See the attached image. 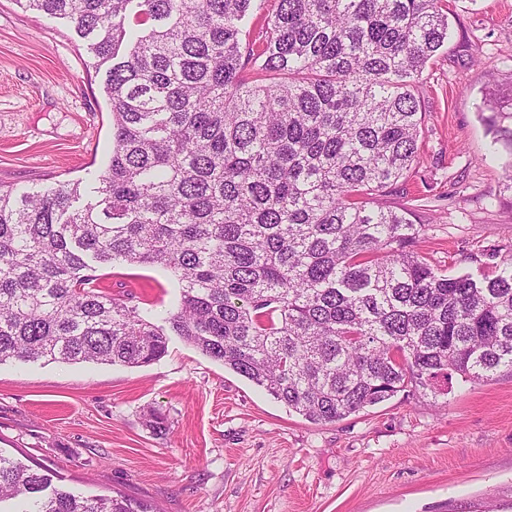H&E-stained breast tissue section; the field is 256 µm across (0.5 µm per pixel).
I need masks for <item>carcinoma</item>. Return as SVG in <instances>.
<instances>
[{
    "label": "carcinoma",
    "mask_w": 512,
    "mask_h": 512,
    "mask_svg": "<svg viewBox=\"0 0 512 512\" xmlns=\"http://www.w3.org/2000/svg\"><path fill=\"white\" fill-rule=\"evenodd\" d=\"M16 2L112 62V153L90 193L0 188V364L140 367L171 331L318 424L512 370V259L447 275L377 203L417 164L445 0H278L251 35L254 0ZM484 105L512 203V89ZM107 264L173 273L163 324L102 290ZM0 512L150 510L0 451Z\"/></svg>",
    "instance_id": "obj_1"
}]
</instances>
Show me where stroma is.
<instances>
[{"mask_svg": "<svg viewBox=\"0 0 512 512\" xmlns=\"http://www.w3.org/2000/svg\"><path fill=\"white\" fill-rule=\"evenodd\" d=\"M452 35L419 83V163L385 204L423 199L415 245L451 275L512 258L505 159L477 112L512 82V0H454ZM65 20L0 0V186L91 187L112 150L105 69ZM109 294L166 313L177 282L159 267L100 268ZM163 433L149 426L154 416ZM0 449L85 494L157 512H512V371L398 393L315 424L178 336L142 367L0 365Z\"/></svg>", "mask_w": 512, "mask_h": 512, "instance_id": "obj_1", "label": "stroma"}]
</instances>
